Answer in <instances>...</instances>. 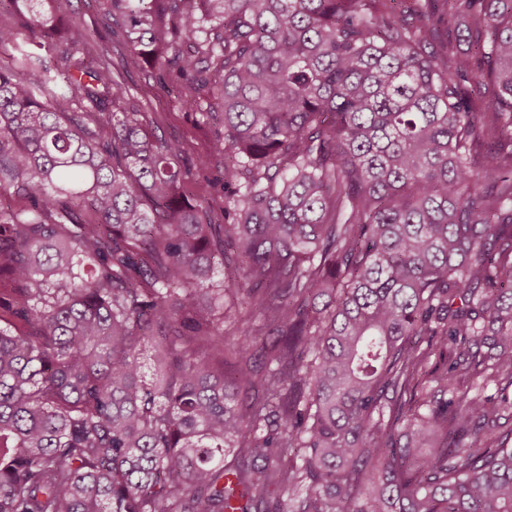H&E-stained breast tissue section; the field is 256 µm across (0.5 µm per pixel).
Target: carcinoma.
<instances>
[{
  "instance_id": "cac0c4a2",
  "label": "carcinoma",
  "mask_w": 512,
  "mask_h": 512,
  "mask_svg": "<svg viewBox=\"0 0 512 512\" xmlns=\"http://www.w3.org/2000/svg\"><path fill=\"white\" fill-rule=\"evenodd\" d=\"M9 2L0 512H512V0ZM97 4L95 0H62L60 6L62 16L76 17L85 25L88 32L86 54L94 60L111 41L103 28ZM124 48L112 39V49L107 57L120 74L128 96H133L144 105V112H150L153 118L152 133L160 138H178L186 141L189 147L188 164H193L199 156L211 154L212 143L218 130L216 125H199L193 108L190 107L189 97L178 84L173 91L168 84L161 85L138 64L132 62ZM182 99L187 101L184 102ZM224 173V160L211 157V164L208 170L195 176L190 185V191L194 196L209 197L220 206L224 199V192L221 187L222 181L219 178Z\"/></svg>"
}]
</instances>
